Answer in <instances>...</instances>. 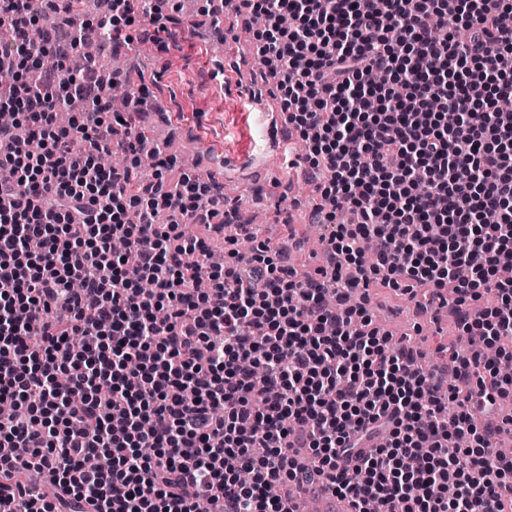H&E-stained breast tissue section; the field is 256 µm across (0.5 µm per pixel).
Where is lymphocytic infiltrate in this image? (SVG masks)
I'll list each match as a JSON object with an SVG mask.
<instances>
[{
	"instance_id": "lymphocytic-infiltrate-1",
	"label": "lymphocytic infiltrate",
	"mask_w": 512,
	"mask_h": 512,
	"mask_svg": "<svg viewBox=\"0 0 512 512\" xmlns=\"http://www.w3.org/2000/svg\"><path fill=\"white\" fill-rule=\"evenodd\" d=\"M30 2L0 0V400L21 411L0 443L27 450L0 455V512H290L312 481L352 512H512V0H243L322 177L305 279L250 224V254L212 263L180 227L223 219V193L139 172L147 87L116 113L65 73L100 29L166 31L146 0L65 41L81 0ZM376 282L434 290L468 349L426 368L375 325Z\"/></svg>"
}]
</instances>
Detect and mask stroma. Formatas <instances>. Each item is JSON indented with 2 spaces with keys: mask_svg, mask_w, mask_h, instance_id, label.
<instances>
[{
  "mask_svg": "<svg viewBox=\"0 0 512 512\" xmlns=\"http://www.w3.org/2000/svg\"><path fill=\"white\" fill-rule=\"evenodd\" d=\"M204 3L192 0V9L185 11L175 8L172 0H160L162 15L170 19L162 44L147 45L136 39L120 50L127 61L126 85L133 90L146 86L159 103L158 108L146 110L139 123L154 140L167 144L175 163L166 178L173 183L186 170L183 148L195 153L196 174L218 180L224 177L225 161L249 153L253 126L245 117L242 94L250 85L264 87L265 70L255 47L240 38L244 14L232 8L221 16V26L238 36L225 51L218 46ZM283 194L298 200V208L290 210L280 203ZM241 197L248 200L247 211L262 226L264 236L280 240L287 227H294L305 245L294 256L293 266L298 276L313 273L321 263V250L311 244L315 227L306 218L313 201L309 181L287 177L274 187L259 176L242 190ZM372 305L386 326L421 324V332L412 334L411 342L424 349L429 364L439 363L446 350L463 346L450 326H436L427 317L416 319L409 295L381 288L374 291Z\"/></svg>",
  "mask_w": 512,
  "mask_h": 512,
  "instance_id": "35a3bbf8",
  "label": "stroma"
}]
</instances>
